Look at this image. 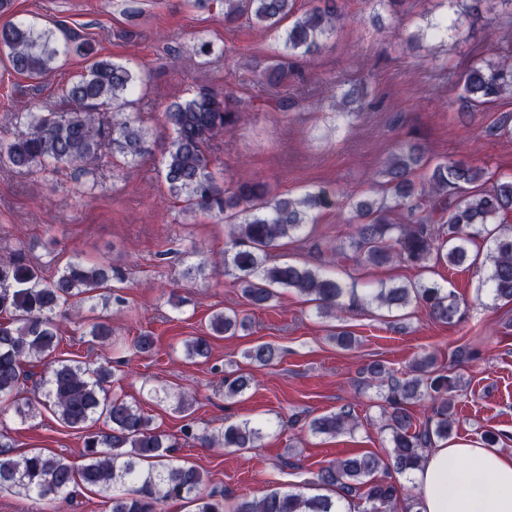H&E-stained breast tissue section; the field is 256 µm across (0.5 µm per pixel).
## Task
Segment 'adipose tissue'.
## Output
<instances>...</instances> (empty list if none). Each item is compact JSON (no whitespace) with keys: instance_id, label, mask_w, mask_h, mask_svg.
Instances as JSON below:
<instances>
[{"instance_id":"obj_1","label":"adipose tissue","mask_w":512,"mask_h":512,"mask_svg":"<svg viewBox=\"0 0 512 512\" xmlns=\"http://www.w3.org/2000/svg\"><path fill=\"white\" fill-rule=\"evenodd\" d=\"M422 512H512V454L484 444L431 449L410 472Z\"/></svg>"}]
</instances>
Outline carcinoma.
<instances>
[{
	"label": "carcinoma",
	"instance_id": "obj_1",
	"mask_svg": "<svg viewBox=\"0 0 512 512\" xmlns=\"http://www.w3.org/2000/svg\"><path fill=\"white\" fill-rule=\"evenodd\" d=\"M224 5V22L234 24L242 16L260 29L278 33L288 54L305 58L318 54L343 19L337 0L317 4L296 15V0H218ZM458 16H474L500 4L512 12V0H454ZM287 27H282L283 23ZM91 55L88 44L75 35L59 41L50 29L33 24L9 23L0 27V56L18 73L37 79L50 71L58 57ZM269 86L288 79V69L276 59L261 74ZM136 78L122 64L92 58L85 72L62 88L68 103L65 112L21 113L26 130L12 140H0V166L19 173L55 176L65 170L87 172L110 151L113 158L134 161L147 152L146 135L125 109ZM462 110L473 112L512 90V61L475 60L463 74ZM112 110V120L102 112ZM254 106L243 105L228 93L202 88L192 97L169 103L163 113L173 136L163 150L161 174L169 195L184 210L208 213L228 224L229 242L220 260L193 252L197 260L187 274L221 268L232 275L251 305L264 307L285 288L316 303L320 315L336 318L358 301L357 289L321 267L271 264V252L285 239L307 238L317 215L337 206L333 189L318 187L298 197L279 195L265 183L238 181L232 185L213 167L210 141L235 127ZM374 182L386 196L364 198L351 204L356 221L349 246L358 262L381 266L394 261L416 268L461 266L469 260L468 246L478 240L490 243L477 293L485 292L496 305L512 304V225L500 216L512 213V174L486 176L472 164L443 159H424L417 144L408 143L390 154L375 173ZM118 270L104 263H88L80 257L69 261L51 278L29 263L23 250L0 259V405L22 422L36 417V405L19 396L22 365L32 359L49 360L40 379L44 405L64 425L85 430L84 463L76 468L65 457L33 450L13 454L12 445L0 433V489L6 488L37 505L47 506L71 498L77 486L92 488L111 502V512H163L173 501H187L193 512H341L336 502L364 504L361 512H395L403 499L402 486L376 477L379 470L407 474L416 470L425 454L439 440L451 435L453 392L458 381L434 370L436 358L426 354L412 366L413 375L399 378L382 363L365 369L367 381L387 384L384 429L392 451L387 464L372 453L336 460L316 473L317 484L334 489L337 498L276 488L259 500L242 499L226 507L224 491L206 493L204 473L194 466L165 461L177 439L157 431L139 406L111 392L115 372L104 360L94 366L79 361L54 360L58 349L60 319L68 318L83 328L82 335L101 346L109 343L112 329L104 321H89L83 310L98 305H118L124 299L98 291ZM423 303L430 315L443 323L463 319L456 295L436 283L382 287L367 302L389 311L412 302ZM246 327V318L235 312L216 311L210 329L216 336L234 335ZM189 358H206V336L183 341ZM250 363L267 365L279 357L270 343H258L244 352ZM243 375L224 378V395L233 398L248 385ZM430 402L425 423H415L411 405ZM103 421L105 428L89 425ZM355 425L351 408L342 406L310 422L315 434L334 436ZM184 436L206 448L256 447L262 426L245 421L229 424L213 433L194 432L186 424ZM155 460L144 471L140 463Z\"/></svg>",
	"mask_w": 512,
	"mask_h": 512
}]
</instances>
